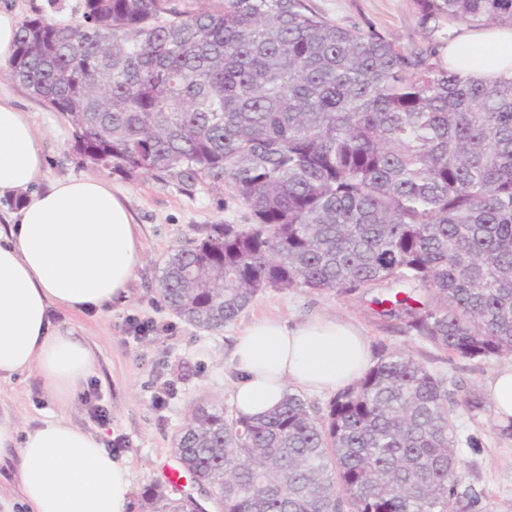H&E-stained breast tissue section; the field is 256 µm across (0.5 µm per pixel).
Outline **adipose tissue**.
Wrapping results in <instances>:
<instances>
[{
    "label": "adipose tissue",
    "instance_id": "1",
    "mask_svg": "<svg viewBox=\"0 0 512 512\" xmlns=\"http://www.w3.org/2000/svg\"><path fill=\"white\" fill-rule=\"evenodd\" d=\"M467 75L512 77V29L488 27L449 42ZM45 156L28 113L0 94V196L20 193L21 208L0 223V382L37 371L60 403L95 372L90 349L54 329L52 311L86 315L125 302L141 228L110 183L68 178L40 187ZM237 414L257 417L289 385L336 391L369 365L368 345L352 325L316 319L298 327L257 320L240 331L233 358ZM15 471L24 512H129L133 485L126 459L98 436L47 415L22 430L0 418V468Z\"/></svg>",
    "mask_w": 512,
    "mask_h": 512
}]
</instances>
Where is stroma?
Segmentation results:
<instances>
[{
  "mask_svg": "<svg viewBox=\"0 0 512 512\" xmlns=\"http://www.w3.org/2000/svg\"><path fill=\"white\" fill-rule=\"evenodd\" d=\"M0 4L21 20L42 16L70 23L79 20L83 11V0H0ZM307 4L333 22L375 30L402 47L423 41L413 0H307ZM0 89L33 117L46 160L44 182L80 175L108 180L124 194L142 231L126 303L98 315L60 310L51 314L57 330L72 333L90 348L95 374L65 406L46 393L37 373L1 383L0 415L32 428L54 412L82 431L100 436L113 455L129 460L135 492L132 512H142L144 489L162 480L165 469L178 462L173 440L192 407L212 402L232 411L236 374L231 352L236 332L266 317L291 327L315 317L331 318L358 327L371 355L405 349L443 380L449 398L458 404L454 437L462 463L461 488L479 498L482 512H512V435L502 433L490 403L472 411L461 405L466 396L484 395L487 382L512 364V355L472 360L443 351L381 319L371 304L380 294L376 288L350 294L268 289L220 330L191 325L158 298L156 280L163 261L171 249L201 238L207 225L252 223L248 207L229 187L208 178L187 183L151 176L127 180L83 162L72 150L74 129L67 118L15 82L3 61ZM97 406L105 410V418H94Z\"/></svg>",
  "mask_w": 512,
  "mask_h": 512,
  "instance_id": "stroma-1",
  "label": "stroma"
}]
</instances>
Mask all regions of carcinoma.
Here are the masks:
<instances>
[{
  "label": "carcinoma",
  "mask_w": 512,
  "mask_h": 512,
  "mask_svg": "<svg viewBox=\"0 0 512 512\" xmlns=\"http://www.w3.org/2000/svg\"><path fill=\"white\" fill-rule=\"evenodd\" d=\"M401 48L306 0H84L25 20L13 79L74 128L84 162L227 183L251 224L173 249L165 306L217 330L266 289L381 288L377 314L468 359L512 354V78L448 68L453 28L512 27V0H413ZM457 403L403 350L319 411L289 391L248 418L198 405L175 453L214 512H473ZM144 512H205L148 486Z\"/></svg>",
  "instance_id": "cac0c4a2"
}]
</instances>
